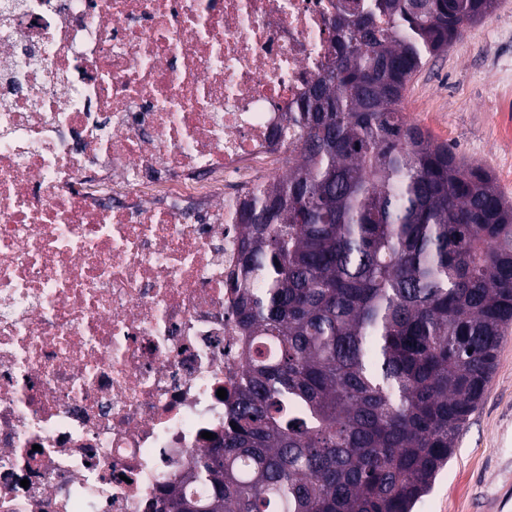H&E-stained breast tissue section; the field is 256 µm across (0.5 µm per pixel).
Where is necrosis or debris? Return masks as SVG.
<instances>
[{"mask_svg": "<svg viewBox=\"0 0 512 512\" xmlns=\"http://www.w3.org/2000/svg\"><path fill=\"white\" fill-rule=\"evenodd\" d=\"M336 0H0V512H147L243 376L239 195Z\"/></svg>", "mask_w": 512, "mask_h": 512, "instance_id": "obj_1", "label": "necrosis or debris"}]
</instances>
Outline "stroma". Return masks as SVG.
Wrapping results in <instances>:
<instances>
[{
    "mask_svg": "<svg viewBox=\"0 0 512 512\" xmlns=\"http://www.w3.org/2000/svg\"><path fill=\"white\" fill-rule=\"evenodd\" d=\"M512 0L469 26L412 80L410 120L460 157L491 171L512 198ZM415 512H512V332L456 451Z\"/></svg>",
    "mask_w": 512,
    "mask_h": 512,
    "instance_id": "35a3bbf8",
    "label": "stroma"
}]
</instances>
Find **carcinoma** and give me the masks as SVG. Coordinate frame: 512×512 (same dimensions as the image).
<instances>
[{"label":"carcinoma","mask_w":512,"mask_h":512,"mask_svg":"<svg viewBox=\"0 0 512 512\" xmlns=\"http://www.w3.org/2000/svg\"><path fill=\"white\" fill-rule=\"evenodd\" d=\"M496 2L336 0L288 178L240 202L246 381L151 512H412L432 489L512 327V200L402 101Z\"/></svg>","instance_id":"cac0c4a2"}]
</instances>
